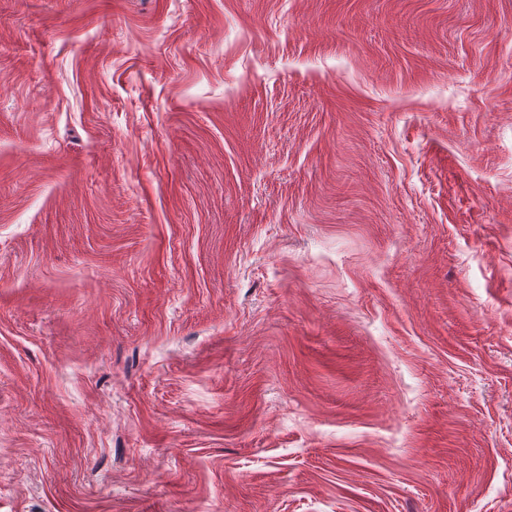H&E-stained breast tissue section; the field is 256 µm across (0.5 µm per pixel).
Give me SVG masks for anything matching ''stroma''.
<instances>
[{
  "label": "stroma",
  "instance_id": "stroma-1",
  "mask_svg": "<svg viewBox=\"0 0 512 512\" xmlns=\"http://www.w3.org/2000/svg\"><path fill=\"white\" fill-rule=\"evenodd\" d=\"M0 512H512V0H0Z\"/></svg>",
  "mask_w": 512,
  "mask_h": 512
}]
</instances>
